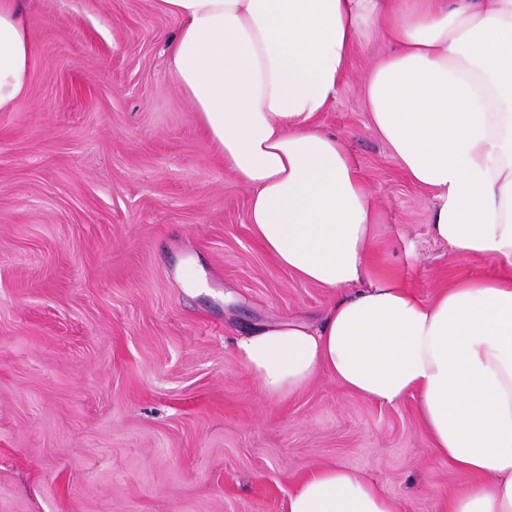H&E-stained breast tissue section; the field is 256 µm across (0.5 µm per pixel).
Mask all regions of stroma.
<instances>
[{"mask_svg":"<svg viewBox=\"0 0 512 512\" xmlns=\"http://www.w3.org/2000/svg\"><path fill=\"white\" fill-rule=\"evenodd\" d=\"M30 79L0 111V512H287L294 483L340 466L400 512H446L471 474L440 461L417 402L380 404L326 373L281 400L237 341L333 294L255 239L168 70L155 0H22ZM361 42L319 118L376 214L371 262L422 298L493 271L430 235L431 197L373 131Z\"/></svg>","mask_w":512,"mask_h":512,"instance_id":"35a3bbf8","label":"stroma"}]
</instances>
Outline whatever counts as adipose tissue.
Instances as JSON below:
<instances>
[{
  "mask_svg": "<svg viewBox=\"0 0 512 512\" xmlns=\"http://www.w3.org/2000/svg\"><path fill=\"white\" fill-rule=\"evenodd\" d=\"M178 23L168 69L224 166L250 192L257 241L336 293L320 325L237 343L244 374L282 399L326 372L381 403L418 398L439 460L473 475L448 512H512V0H156ZM389 54L364 75L370 123L433 199L431 234L493 260L423 299L369 261L374 198L317 124L356 46ZM33 45L19 0H0V110L24 91ZM288 512H399L365 476L300 479Z\"/></svg>",
  "mask_w": 512,
  "mask_h": 512,
  "instance_id": "adipose-tissue-1",
  "label": "adipose tissue"
}]
</instances>
